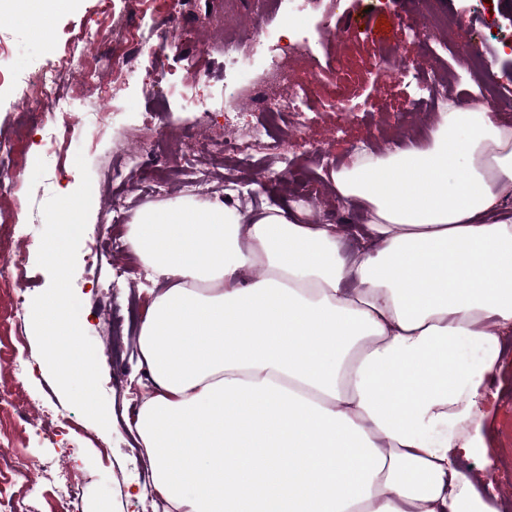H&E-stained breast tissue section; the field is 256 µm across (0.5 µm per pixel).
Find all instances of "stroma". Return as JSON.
<instances>
[{"label":"stroma","instance_id":"obj_1","mask_svg":"<svg viewBox=\"0 0 512 512\" xmlns=\"http://www.w3.org/2000/svg\"><path fill=\"white\" fill-rule=\"evenodd\" d=\"M97 0H67L65 7L44 17L19 19L10 5L0 6V136L14 132L17 109L12 80L35 76L53 62L62 42L96 16ZM112 14L105 24L109 30L136 27L139 21L152 24L158 32L172 34L162 59H147L143 70L121 93V113L97 137L86 128L71 130L64 151L52 154L38 138L21 142L18 158L22 169V189L38 195L40 203L51 195L73 192L80 184L75 165L77 154H84L92 178V207L86 231L78 250L73 289L89 312L87 335L97 352H104L110 337L124 339L126 359L120 366H101V390L106 398L109 429L86 418L69 404L54 382L42 359L32 328L30 311H23L20 322L0 317V346L16 348L35 369L23 388L32 400L42 402L52 413L47 434L37 436L16 432L10 450L18 458H37L52 466L50 477L22 487L26 498L36 500L40 512H69L66 500L58 496L59 485L78 480L82 483L79 512H155L154 496L139 495L140 485L150 479L146 453L129 429L137 405L127 392L130 381L139 374L138 332L148 297V282L142 261L124 250L118 259L127 275L113 290H106V269H91L85 262L90 247L104 237L126 240L133 214L147 205H161L184 193L179 181H171L165 193L149 190L159 177L150 159L130 170L131 181L113 186V165L140 155L142 145L134 135L146 118H153V140L172 135L186 141L223 139L222 130L200 127L196 113L184 110L177 99H162L149 87L155 73L169 70L190 73L193 91L204 107L216 114L238 113L241 123L255 122L257 113L249 109L251 90L272 86L273 64L292 69L301 79H310L309 92L315 108L304 139L289 138L284 149L293 156L294 167H287L274 155L255 152L254 161L242 165L233 160L196 157L185 174L206 181L213 188L211 201L224 199V186L235 182L257 189L255 197L236 201L240 211L257 210L265 204L287 200L309 209L317 223L337 224L343 237H350L354 226L362 224L361 214L335 194L313 197L303 191H290L298 180L326 182L333 166L349 165L356 154L375 142L371 115L384 110L385 121L396 145L422 148L428 145V131L434 123L425 106L419 105L418 86L433 62L423 48L406 37L409 26L435 23L447 50L443 65L454 67L459 75L449 95L468 104L466 92L472 80L465 57L457 51L464 33L482 35L483 51L490 66L488 79L503 120L512 123V98L502 96L501 85L512 83V0H311L309 15L301 30L289 34L279 23L269 0H188L177 13L156 8L152 0H112ZM371 18V28L356 27V20ZM236 25L241 43H249L252 31H260L265 49L256 54L252 69L240 75L225 70L224 54L218 42L224 23ZM296 39L302 45L298 55L278 59V49ZM390 43L409 66L404 71L384 70L379 46ZM349 58L351 73L345 87L336 85V65ZM344 93L347 109L339 113L338 129L329 132V114L324 108ZM324 146L328 161L312 157L313 146ZM19 222L27 240V264L19 287L26 299H33L50 284L48 272L37 264L44 218L40 208L20 212ZM498 398L486 420L489 457L464 460V467L498 486L512 512V335L502 342L498 375L494 383Z\"/></svg>","mask_w":512,"mask_h":512}]
</instances>
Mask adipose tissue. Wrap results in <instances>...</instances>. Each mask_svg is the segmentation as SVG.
I'll list each match as a JSON object with an SVG mask.
<instances>
[{
  "label": "adipose tissue",
  "instance_id": "1",
  "mask_svg": "<svg viewBox=\"0 0 512 512\" xmlns=\"http://www.w3.org/2000/svg\"><path fill=\"white\" fill-rule=\"evenodd\" d=\"M332 189L366 217L350 253L284 204L134 214L163 287L131 429L162 512H499L459 461L512 331V125L449 102L428 147L362 152Z\"/></svg>",
  "mask_w": 512,
  "mask_h": 512
}]
</instances>
